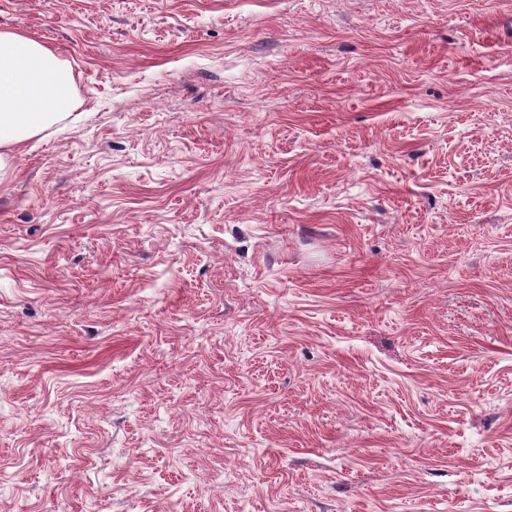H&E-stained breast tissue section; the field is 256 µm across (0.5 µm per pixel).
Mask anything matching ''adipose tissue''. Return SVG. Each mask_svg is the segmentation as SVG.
<instances>
[{
  "label": "adipose tissue",
  "instance_id": "obj_1",
  "mask_svg": "<svg viewBox=\"0 0 512 512\" xmlns=\"http://www.w3.org/2000/svg\"><path fill=\"white\" fill-rule=\"evenodd\" d=\"M73 78L40 41L0 29V175L30 138L72 109Z\"/></svg>",
  "mask_w": 512,
  "mask_h": 512
}]
</instances>
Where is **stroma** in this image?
<instances>
[{
  "instance_id": "stroma-1",
  "label": "stroma",
  "mask_w": 512,
  "mask_h": 512,
  "mask_svg": "<svg viewBox=\"0 0 512 512\" xmlns=\"http://www.w3.org/2000/svg\"><path fill=\"white\" fill-rule=\"evenodd\" d=\"M82 117L0 179V512H512V0H0Z\"/></svg>"
}]
</instances>
